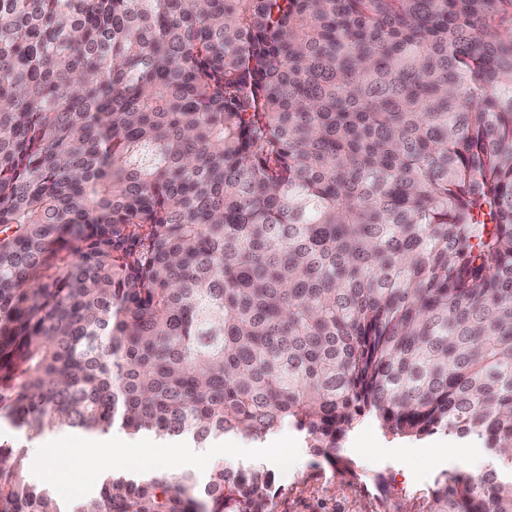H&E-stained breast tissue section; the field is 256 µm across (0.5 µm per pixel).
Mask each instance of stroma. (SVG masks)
<instances>
[{
	"label": "stroma",
	"mask_w": 512,
	"mask_h": 512,
	"mask_svg": "<svg viewBox=\"0 0 512 512\" xmlns=\"http://www.w3.org/2000/svg\"><path fill=\"white\" fill-rule=\"evenodd\" d=\"M0 436L26 451L30 481L54 491L66 490L71 500L99 497L107 479L114 475L181 470L192 473L202 484L221 461L234 469L261 468L271 473L279 490L274 512H419L436 478L454 469L470 471L494 463L479 439L463 440L449 430L420 440L399 438L386 434L367 417L348 431L340 450L356 464L353 478L342 476L325 458L312 455L303 436L283 426L256 441L239 434L227 435L206 448L193 447L191 439L182 438L178 458L157 460L146 469L124 459L102 458L91 468L73 459L68 463V483L63 486L29 451L77 447L83 439L81 433L50 429L30 438L5 425L0 427Z\"/></svg>",
	"instance_id": "35a3bbf8"
}]
</instances>
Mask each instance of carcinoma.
<instances>
[{"label": "carcinoma", "mask_w": 512, "mask_h": 512, "mask_svg": "<svg viewBox=\"0 0 512 512\" xmlns=\"http://www.w3.org/2000/svg\"><path fill=\"white\" fill-rule=\"evenodd\" d=\"M512 461V0H0V419ZM271 474L73 512H273ZM0 512H67L0 438ZM423 512H512L450 471Z\"/></svg>", "instance_id": "1"}]
</instances>
